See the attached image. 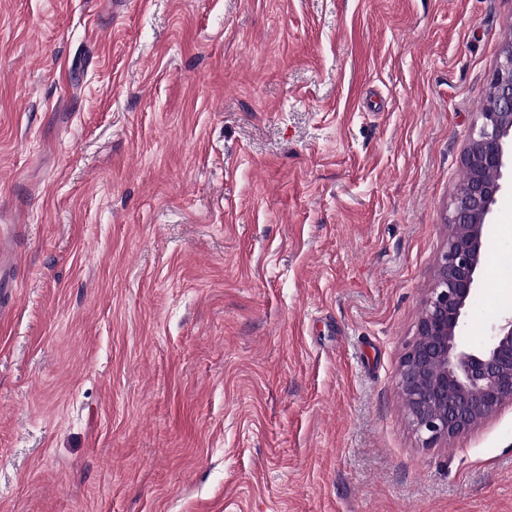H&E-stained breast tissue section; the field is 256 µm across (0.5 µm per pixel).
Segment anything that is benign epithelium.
Masks as SVG:
<instances>
[{
    "mask_svg": "<svg viewBox=\"0 0 512 512\" xmlns=\"http://www.w3.org/2000/svg\"><path fill=\"white\" fill-rule=\"evenodd\" d=\"M488 97L463 156L465 178L451 202L434 284L399 366L405 406L426 447L469 431L512 402V315L480 346L463 334L468 306L485 282L487 226L508 189L504 171L512 168L511 42L489 75Z\"/></svg>",
    "mask_w": 512,
    "mask_h": 512,
    "instance_id": "obj_1",
    "label": "benign epithelium"
}]
</instances>
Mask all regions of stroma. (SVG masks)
I'll return each mask as SVG.
<instances>
[{
	"instance_id": "1",
	"label": "stroma",
	"mask_w": 512,
	"mask_h": 512,
	"mask_svg": "<svg viewBox=\"0 0 512 512\" xmlns=\"http://www.w3.org/2000/svg\"><path fill=\"white\" fill-rule=\"evenodd\" d=\"M511 41L512 0H0V512H512V404L425 448L398 387Z\"/></svg>"
}]
</instances>
